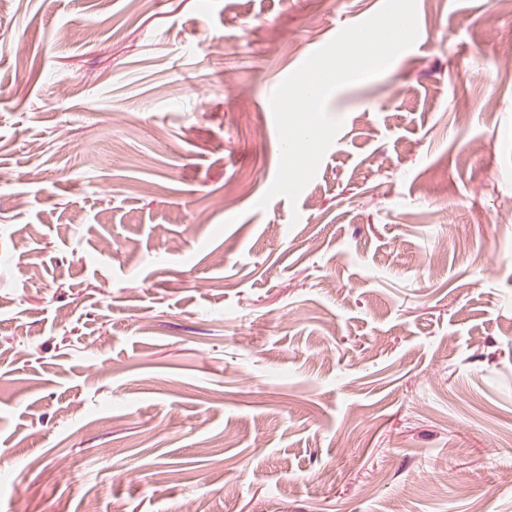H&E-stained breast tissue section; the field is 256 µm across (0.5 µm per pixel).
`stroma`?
<instances>
[{
  "mask_svg": "<svg viewBox=\"0 0 512 512\" xmlns=\"http://www.w3.org/2000/svg\"><path fill=\"white\" fill-rule=\"evenodd\" d=\"M493 2L416 0L260 210L271 93L384 0H0V512H512Z\"/></svg>",
  "mask_w": 512,
  "mask_h": 512,
  "instance_id": "35a3bbf8",
  "label": "stroma"
}]
</instances>
